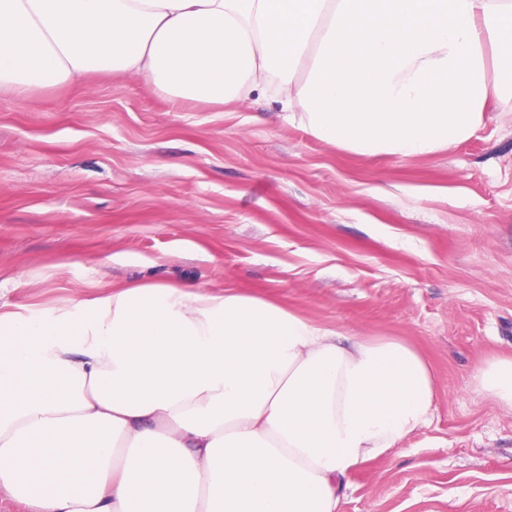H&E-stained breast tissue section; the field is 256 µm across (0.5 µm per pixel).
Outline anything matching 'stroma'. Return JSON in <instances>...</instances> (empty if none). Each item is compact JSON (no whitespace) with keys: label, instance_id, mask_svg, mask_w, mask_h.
Masks as SVG:
<instances>
[{"label":"stroma","instance_id":"obj_1","mask_svg":"<svg viewBox=\"0 0 512 512\" xmlns=\"http://www.w3.org/2000/svg\"><path fill=\"white\" fill-rule=\"evenodd\" d=\"M108 264H100V257ZM138 283L227 287L433 364L430 424L352 473L341 512H512V112L432 157L338 150L273 99L174 102L139 79L0 99V312ZM471 385L512 409V358H493L476 365Z\"/></svg>","mask_w":512,"mask_h":512}]
</instances>
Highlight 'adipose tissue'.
I'll return each instance as SVG.
<instances>
[{"instance_id":"adipose-tissue-1","label":"adipose tissue","mask_w":512,"mask_h":512,"mask_svg":"<svg viewBox=\"0 0 512 512\" xmlns=\"http://www.w3.org/2000/svg\"><path fill=\"white\" fill-rule=\"evenodd\" d=\"M512 0H0V97L142 79L279 102L337 148L441 153L512 105ZM475 390L512 408V358ZM428 359L270 300L163 283L0 314V490L32 512H340L348 477L428 426Z\"/></svg>"}]
</instances>
